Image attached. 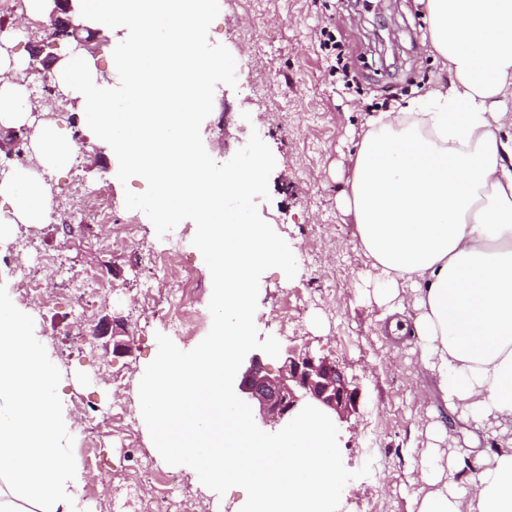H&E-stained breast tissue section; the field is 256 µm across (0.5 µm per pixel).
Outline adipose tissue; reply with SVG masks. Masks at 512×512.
Masks as SVG:
<instances>
[{"instance_id": "obj_1", "label": "adipose tissue", "mask_w": 512, "mask_h": 512, "mask_svg": "<svg viewBox=\"0 0 512 512\" xmlns=\"http://www.w3.org/2000/svg\"><path fill=\"white\" fill-rule=\"evenodd\" d=\"M430 46L448 80L397 112L369 120L343 206L383 283L375 299L393 339L416 337L445 406L496 437L512 433V0H426ZM0 58V123L32 104ZM77 145L52 120L37 155L67 164ZM0 234L49 221V192L24 168L0 183ZM60 376L25 312L0 303V480L34 512H85L84 471L63 445ZM421 462L416 512H512V448L481 458L473 494L444 448L445 422Z\"/></svg>"}]
</instances>
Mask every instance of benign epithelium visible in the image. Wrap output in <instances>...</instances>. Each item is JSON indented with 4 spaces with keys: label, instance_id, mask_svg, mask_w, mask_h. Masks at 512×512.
<instances>
[{
    "label": "benign epithelium",
    "instance_id": "obj_1",
    "mask_svg": "<svg viewBox=\"0 0 512 512\" xmlns=\"http://www.w3.org/2000/svg\"><path fill=\"white\" fill-rule=\"evenodd\" d=\"M51 19L56 35L73 43V51L88 49L84 27L61 18L71 12V0H54ZM238 395L255 411V420L271 428L291 417L302 405L314 404L342 421L353 412L357 393L343 371L326 357L309 351L282 352L279 374L268 371L262 352L252 353L239 368Z\"/></svg>",
    "mask_w": 512,
    "mask_h": 512
}]
</instances>
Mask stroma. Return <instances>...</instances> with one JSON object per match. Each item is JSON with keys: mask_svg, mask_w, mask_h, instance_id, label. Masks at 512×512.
I'll return each mask as SVG.
<instances>
[{"mask_svg": "<svg viewBox=\"0 0 512 512\" xmlns=\"http://www.w3.org/2000/svg\"><path fill=\"white\" fill-rule=\"evenodd\" d=\"M219 5L208 38L224 45L243 68L236 87H216L213 111L201 125L202 140L220 164L247 143L251 132L270 147L276 161L270 197L258 200L257 208L288 243L298 267L291 279L277 268L262 274L254 317L258 337L272 336V325L287 320V333L273 335L281 347L330 358L357 389L355 412L336 425L342 462L351 471L370 459L377 466L346 484L338 512H414L421 460L433 444L430 427L451 414L434 395L416 339L402 344L385 333L374 301L377 271L340 198L352 176L350 156L369 129L370 116L420 96L419 75H426L431 86L447 77L443 59L425 43V5L423 0H330L325 6L315 0H219ZM325 28L352 61L360 93H348L332 76L331 62L320 48ZM117 171L115 154L93 144L67 168L49 169L56 197L73 204L84 225L18 224L0 242V251L23 241L25 263H37L40 250L48 249L62 258L65 270L93 268L110 282L111 292L92 306V319L122 320L132 343L130 356L116 358L100 347L74 345V337L84 335L87 326L64 302L33 310L32 330L48 344L52 364L64 377L58 392L65 400L81 396L107 406L118 399L136 418L139 379L157 354V334L167 331L154 312L170 284L156 281L152 295L144 293L140 257L162 249L163 243L142 211L124 207L126 191L143 192L145 180L136 176L124 184ZM76 179L104 186L108 198L123 207L125 223L139 225L130 247L112 249L108 230L97 225L99 201L76 194ZM180 227L184 258L199 281L191 292L198 322L190 337L176 342L189 351L211 328L212 286L192 243L194 222L184 220ZM115 376L123 383L117 392L110 385ZM65 445L88 474L82 494L86 512H111L117 492L111 468L126 454L122 440L107 434L93 446L75 434ZM138 456L150 464L142 475L144 507L164 495L167 512H179L184 502L196 512H216L187 468L179 470L180 489L165 494L161 476L169 466L154 453L145 429Z\"/></svg>", "mask_w": 512, "mask_h": 512, "instance_id": "1", "label": "stroma"}]
</instances>
